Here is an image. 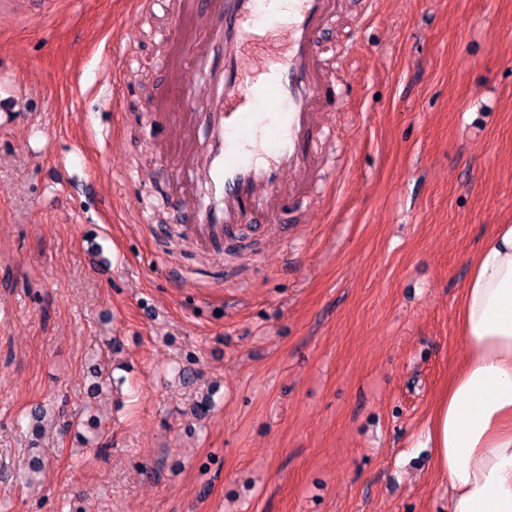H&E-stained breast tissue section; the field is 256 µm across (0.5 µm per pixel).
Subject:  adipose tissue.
<instances>
[{
    "label": "adipose tissue",
    "instance_id": "1",
    "mask_svg": "<svg viewBox=\"0 0 512 512\" xmlns=\"http://www.w3.org/2000/svg\"><path fill=\"white\" fill-rule=\"evenodd\" d=\"M462 358L419 433L448 512H512V224L473 256L456 315Z\"/></svg>",
    "mask_w": 512,
    "mask_h": 512
}]
</instances>
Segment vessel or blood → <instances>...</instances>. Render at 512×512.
I'll return each mask as SVG.
<instances>
[{
  "instance_id": "obj_1",
  "label": "vessel or blood",
  "mask_w": 512,
  "mask_h": 512,
  "mask_svg": "<svg viewBox=\"0 0 512 512\" xmlns=\"http://www.w3.org/2000/svg\"><path fill=\"white\" fill-rule=\"evenodd\" d=\"M270 3L208 0V38L192 48L209 101L207 147L202 157L182 156L176 169L201 184L185 203L191 222L184 230L206 248L235 238L249 250L248 230L297 223L328 167L326 116L336 80L324 67L322 38L345 0H289L284 14Z\"/></svg>"
}]
</instances>
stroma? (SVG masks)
Masks as SVG:
<instances>
[{
    "instance_id": "obj_1",
    "label": "stroma",
    "mask_w": 512,
    "mask_h": 512,
    "mask_svg": "<svg viewBox=\"0 0 512 512\" xmlns=\"http://www.w3.org/2000/svg\"><path fill=\"white\" fill-rule=\"evenodd\" d=\"M169 22L0 17V512H447L415 442L470 261L512 224V0H348L336 173L257 256L182 237L178 103L205 104L190 59L156 65Z\"/></svg>"
}]
</instances>
